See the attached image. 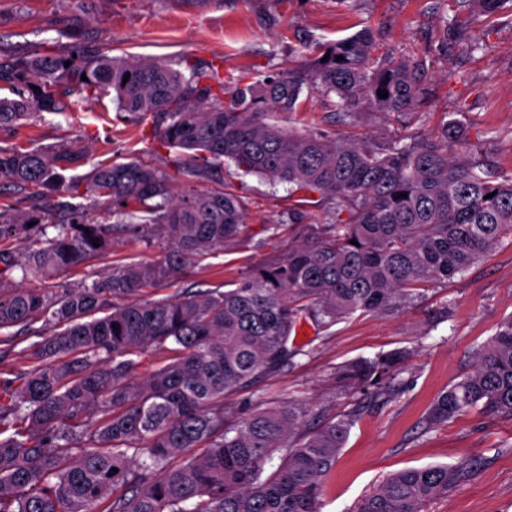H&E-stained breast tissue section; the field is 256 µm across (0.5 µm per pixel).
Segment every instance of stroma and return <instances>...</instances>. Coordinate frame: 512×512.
Segmentation results:
<instances>
[{
    "mask_svg": "<svg viewBox=\"0 0 512 512\" xmlns=\"http://www.w3.org/2000/svg\"><path fill=\"white\" fill-rule=\"evenodd\" d=\"M369 27L380 35V55L422 60L425 99L417 114L397 118L365 113L343 125L329 101L308 94L305 111L268 113V123L333 137L383 140L437 136L457 118L468 143L497 179L512 177V8L478 16L462 0H0V62L21 61L35 50L67 55L76 50L112 56L190 57L216 62L225 73L256 80L258 73L311 65L308 47ZM136 120H119L111 98L79 111L46 114L0 130V147L51 148L70 144L82 155L80 177L99 162L137 161L165 171L176 193L212 187L190 177L191 152L142 134ZM245 207L246 228L224 251L191 262L154 289L155 297L182 288L235 283L246 268L287 250L303 225L323 222L327 207L315 200L288 209V186L223 169ZM160 251L138 235L115 236L93 265L37 281L62 292L91 282L117 264L158 259ZM512 316V237L447 285L391 316L354 315L321 334L302 328L309 352L256 387L229 397L227 423L259 401L293 399L304 409L302 431L332 416L359 411L322 497L320 512H348L388 474L430 465L476 461L447 498L427 512H512V417L479 411L431 427L437 396L462 380L477 349ZM406 348L412 356L396 376L389 398L370 400L339 382L336 369L355 359Z\"/></svg>",
    "mask_w": 512,
    "mask_h": 512,
    "instance_id": "1",
    "label": "stroma"
}]
</instances>
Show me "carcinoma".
<instances>
[{"mask_svg":"<svg viewBox=\"0 0 512 512\" xmlns=\"http://www.w3.org/2000/svg\"><path fill=\"white\" fill-rule=\"evenodd\" d=\"M511 1L465 0L487 17ZM376 42L365 27L317 43L310 68L261 72L245 86L187 56L38 52L0 63V128L110 96L117 115L203 158L194 176H217L228 159L245 174L289 184L291 197L335 201L325 223L303 225L300 241L233 288L135 300L237 238L244 210L235 186L219 179L180 196L164 171L138 162L100 163L68 181L80 160L72 148L0 147V179L74 199L62 220L50 208L0 209V242L22 243L17 253L0 249V330L19 326L37 338L23 349L26 362L0 378V512H319L357 414L297 438L302 408L294 401L258 406L227 426L225 396L306 354L301 327L318 334L358 312L391 316L512 236V180L496 181L471 155L456 119L436 141L408 142L336 139L265 121L269 111H300L304 90L314 87L335 98L347 125L364 112L414 111L420 62L403 56L376 65ZM62 88L78 100L63 102ZM142 227L162 245L157 260L116 265L61 293L14 280L85 264L112 247V235ZM149 350L166 363L138 379L137 358ZM410 357L397 349L357 359L336 376L379 399ZM475 359L434 401L429 426L474 408L512 416V317ZM276 453L280 464L270 471ZM468 469L466 460L397 471L349 512H425Z\"/></svg>","mask_w":512,"mask_h":512,"instance_id":"cac0c4a2","label":"carcinoma"}]
</instances>
